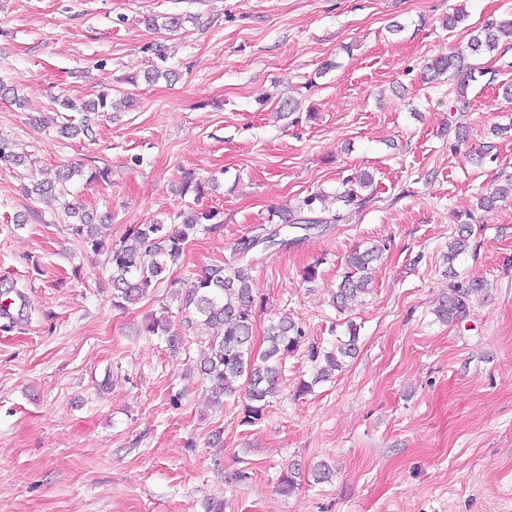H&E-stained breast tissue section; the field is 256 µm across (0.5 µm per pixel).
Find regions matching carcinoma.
Listing matches in <instances>:
<instances>
[{
  "label": "carcinoma",
  "mask_w": 512,
  "mask_h": 512,
  "mask_svg": "<svg viewBox=\"0 0 512 512\" xmlns=\"http://www.w3.org/2000/svg\"><path fill=\"white\" fill-rule=\"evenodd\" d=\"M469 14L458 10L443 20V27L452 31L460 26L467 28L470 36L461 46L450 49L428 59L425 70L430 79L446 77L456 82L450 111L466 112L470 108L467 89L473 82L486 75L473 63L477 56L490 54L503 43H512V16L483 19L468 24ZM54 104L65 111L96 114L99 112H118L130 106L129 96L114 98L103 93L95 100L77 102L63 96L54 100ZM89 130L88 118L77 125L70 121L58 128L59 136L73 139ZM21 164L24 156L15 151L14 144L0 137V163ZM78 171L64 168L55 182H39L33 185L31 193L38 196L67 194L66 183ZM372 176L358 173L342 181L341 187L333 193V198L345 206L358 201V190L370 186ZM327 194L320 191L304 197L295 208L279 212L281 226L269 230L258 227L254 234L242 237L237 242V258L230 265H213L186 279L185 287L174 291L173 296L185 309L192 310L207 326L218 328L216 335L209 339L207 351L196 364V369L210 385L211 401L218 408L226 400L242 399L241 423L255 425L259 423L268 406V398L277 390L282 375L283 361L305 344L306 334L299 324L287 314L270 321L263 339L265 348L255 350L253 344V319L260 300L251 288L254 269L253 251L261 246L275 243L281 231L303 226L311 229L313 224H324L326 220L318 215L326 212L324 201ZM512 198V177L503 179L495 190L479 198L482 209H492L498 203ZM65 214L70 218L72 233L82 244L86 252L98 255L104 248L99 239L98 226L93 224V216L80 208V203H66ZM220 212L210 208H190L178 213L180 222L166 224L154 221L150 224H136L128 230L119 243L109 248L108 262L112 269V305L124 309L146 297L171 265L181 258L185 245L197 232L219 233L224 223ZM469 236L464 229L448 242V276H453V262L465 251ZM380 250L370 247L363 251L354 250L346 261L347 271L332 295V303L338 311H343L348 303L369 293L371 284L370 267L378 260ZM484 288L483 281L474 280L466 285L448 284V292L439 301L435 309L436 317L446 323L461 318L470 309L472 294ZM150 336L165 338L169 346L179 343V337L173 333L168 318V309L152 318L146 326ZM356 328H349L348 341L338 342L330 350L312 343L308 345V357L314 363L321 362L317 368L316 379L324 380L331 372L342 366V360L353 355L356 350Z\"/></svg>",
  "instance_id": "1"
}]
</instances>
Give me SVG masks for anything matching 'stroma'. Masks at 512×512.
Masks as SVG:
<instances>
[{"instance_id":"1","label":"stroma","mask_w":512,"mask_h":512,"mask_svg":"<svg viewBox=\"0 0 512 512\" xmlns=\"http://www.w3.org/2000/svg\"><path fill=\"white\" fill-rule=\"evenodd\" d=\"M459 7L474 22L512 15V0H0V85L15 92L0 94V136L27 157L0 165V512H512V199L478 207L512 176V141L490 133L512 121V47L479 57L489 78L468 88L469 112L449 111L451 84L425 80L423 65L467 41L441 24ZM147 15L185 22L153 31ZM160 65L172 78L142 81ZM103 91L134 105L60 137L53 97ZM286 96L303 111H278ZM491 141L496 161L472 163ZM67 164L82 169L67 197L25 194ZM101 168L108 182H87ZM364 171L361 203L259 252L252 283L255 336L285 311L326 348L356 326L357 351L316 384L299 349L262 422L243 425L240 405L212 407L193 373L213 331L168 283L233 263L273 210ZM189 175L218 178L199 202L223 232L198 233L166 283L113 308L111 268L85 255L65 202L116 243L197 202L180 192ZM463 223L469 247L446 264ZM372 245L384 248L372 292L338 314L345 261ZM475 279L485 288L469 312L438 321L449 282ZM164 307L175 351L142 332Z\"/></svg>"}]
</instances>
